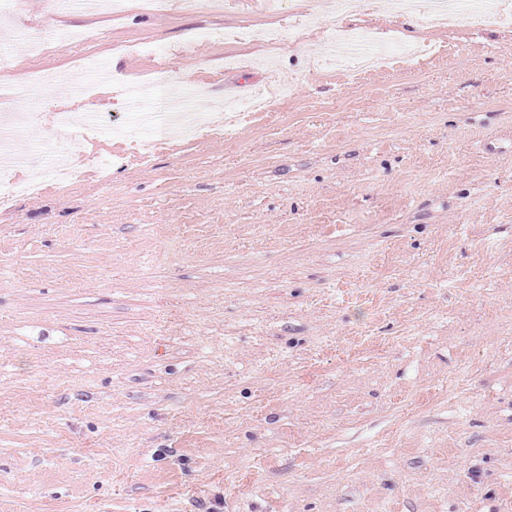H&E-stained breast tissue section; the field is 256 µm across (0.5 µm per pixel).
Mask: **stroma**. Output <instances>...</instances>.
Masks as SVG:
<instances>
[{"instance_id":"35a3bbf8","label":"stroma","mask_w":512,"mask_h":512,"mask_svg":"<svg viewBox=\"0 0 512 512\" xmlns=\"http://www.w3.org/2000/svg\"><path fill=\"white\" fill-rule=\"evenodd\" d=\"M338 6L19 0V105L36 70L92 83L75 56L159 101L204 87L196 112L295 93L144 157L96 92L76 183L0 208V512H512V25L348 0L353 30L449 49L348 80L323 61ZM49 28L100 37L33 49ZM68 90L28 148L67 139Z\"/></svg>"}]
</instances>
